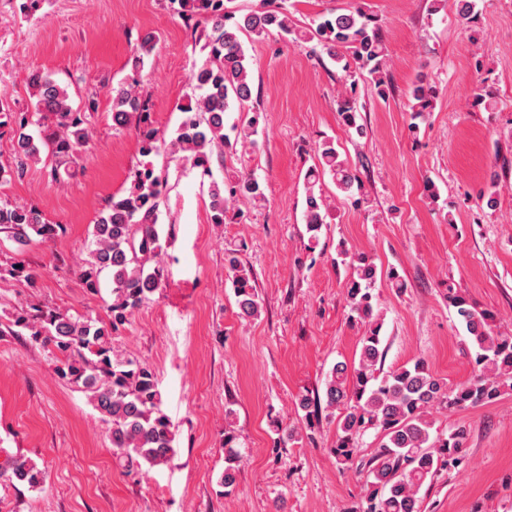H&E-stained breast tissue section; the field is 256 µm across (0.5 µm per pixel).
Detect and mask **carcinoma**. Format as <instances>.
<instances>
[{
	"label": "carcinoma",
	"mask_w": 512,
	"mask_h": 512,
	"mask_svg": "<svg viewBox=\"0 0 512 512\" xmlns=\"http://www.w3.org/2000/svg\"><path fill=\"white\" fill-rule=\"evenodd\" d=\"M185 20L201 17L210 23L202 32L204 60L192 66L189 81L193 96L181 106L184 118L171 141L159 135L150 120L146 101L136 82H124L112 89V128L135 125L139 152L146 158L133 173L132 190L114 196L101 212L92 231V248L80 266L86 288L96 292L100 276H112V301L108 320L71 314L37 304L22 309L13 319L19 334L51 348L58 375L81 388L101 420L108 426L112 448L127 470L146 472L168 464L176 454L174 432L162 409V394L153 367L125 358L112 348V333L125 324L133 311L150 302L163 287V269L151 262L160 254L159 215L166 182L155 172L148 157L164 151L183 158L210 177L209 208L213 224L224 223L228 199L242 197L265 200L260 181L249 172L224 186L213 179V156L230 142L224 134V112L234 104L246 111L252 99L250 69L242 36L255 39L275 30L291 42L316 40L312 51L343 63L350 76L367 73L381 97L386 96L383 75L387 69L385 44L376 21L360 10L331 11L319 18L315 34L293 24L288 10L278 0H264L266 6L240 17L226 10L224 0H172ZM29 87L35 99L33 109L16 112L0 102V130L15 141V166H0V181L22 175L31 162L46 155L53 160L55 182L71 175V164L91 139L94 113L73 107L70 93L48 71L30 73ZM413 117L432 111V87L421 80L410 93ZM343 124L361 137L365 130L357 122L355 84L336 100ZM261 113L255 111L241 126H234L235 139L255 143ZM318 164L304 175V221L309 241L316 245L326 224L327 204L321 180L330 176L346 195L354 192L358 177L334 142L327 139L317 149ZM61 225L50 223L35 206L0 201V233L20 246L38 239L50 242ZM342 262L350 269L346 299L350 321L364 326L357 362L336 363L325 382L326 406L339 410L334 448L336 463L354 471L364 482L360 500L346 512H423L419 492L424 484L442 472L460 473L467 459L468 431L464 426L441 430L433 411L450 413L495 404L512 390V333L495 325L494 316L475 308L468 299L448 288V303L456 310L471 346L472 376L455 386L434 375L425 360L383 372L378 368L384 350L382 322L376 312L374 285L378 268L365 254L340 249ZM238 315L243 319L261 313L262 304L251 272L228 259ZM0 277L33 281L35 275L14 257L0 264ZM312 399H298L303 411L301 425L285 429L287 439L314 427ZM376 432V446L368 459L361 457V441L368 431ZM232 427L224 430V470L217 478L228 497L238 488L243 454L236 447ZM45 470L32 460L8 457L0 466V482L6 486L39 489Z\"/></svg>",
	"instance_id": "obj_1"
}]
</instances>
